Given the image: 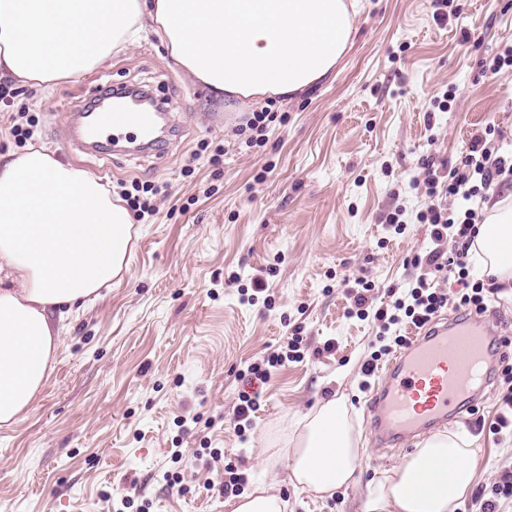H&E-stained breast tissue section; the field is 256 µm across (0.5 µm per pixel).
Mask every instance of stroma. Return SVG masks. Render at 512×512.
Masks as SVG:
<instances>
[{
    "label": "stroma",
    "instance_id": "1",
    "mask_svg": "<svg viewBox=\"0 0 512 512\" xmlns=\"http://www.w3.org/2000/svg\"><path fill=\"white\" fill-rule=\"evenodd\" d=\"M356 36L335 79L296 98L249 103L217 98L186 79L151 34L76 79L18 87L0 104V154L18 151L9 112L38 124L31 145L109 186H161L155 214L135 217L128 271L99 298L56 323L54 370L30 411L0 426V512H230L204 449L244 473L246 489L275 482L289 512H359L377 471L403 451L371 438L365 405L378 377L363 363L381 346L373 319L348 316L355 279L378 293L418 275L412 264L435 244L416 215L425 162L447 173L486 127L512 155V70L484 63L512 44V0H464L461 16L438 23L433 0H362ZM150 88L178 130L156 150L87 154L66 149L70 105L96 86ZM449 111L432 108L447 89ZM281 114L264 146L235 130L248 113ZM486 135V134H485ZM225 148L219 162L194 157L198 143ZM405 207L403 234L385 217ZM267 271L271 307L243 302L233 274ZM303 361L251 381L250 363L292 333ZM505 387L496 377L466 420L474 435L472 483L457 512L492 500L512 475V439L476 431L493 423ZM259 393L252 425L234 420L241 392ZM343 398L366 450L352 483L320 500L296 486L286 454L297 418L326 398Z\"/></svg>",
    "mask_w": 512,
    "mask_h": 512
}]
</instances>
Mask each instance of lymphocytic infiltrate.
Masks as SVG:
<instances>
[{
	"instance_id": "obj_1",
	"label": "lymphocytic infiltrate",
	"mask_w": 512,
	"mask_h": 512,
	"mask_svg": "<svg viewBox=\"0 0 512 512\" xmlns=\"http://www.w3.org/2000/svg\"><path fill=\"white\" fill-rule=\"evenodd\" d=\"M424 184L427 204L417 219L430 228L434 241L453 237L457 250L449 257L439 250H432L426 256L414 257L415 266L422 272L411 283L401 297L379 307H371L368 294L372 290L368 282H360L353 291L355 314L360 319L371 318L378 322L383 331L391 327L410 324L421 328L432 321L448 302L440 289L434 288L430 274L448 272L456 277L461 287L459 305L465 309H484V284L471 281L470 271L475 261L471 257L477 224L483 223L484 216L469 205L470 200L482 196L493 182L512 178V162L494 155L489 147H481L479 155L468 154L448 175L437 173L432 164H425ZM450 197L463 199L464 207L449 208L446 200Z\"/></svg>"
}]
</instances>
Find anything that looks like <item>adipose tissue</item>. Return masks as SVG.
I'll use <instances>...</instances> for the list:
<instances>
[{
    "label": "adipose tissue",
    "mask_w": 512,
    "mask_h": 512,
    "mask_svg": "<svg viewBox=\"0 0 512 512\" xmlns=\"http://www.w3.org/2000/svg\"><path fill=\"white\" fill-rule=\"evenodd\" d=\"M358 0H0V78H77L151 31L179 71L229 100L296 96L332 78L354 43ZM130 211L101 180L43 148L0 155V425L24 415L55 362L54 318L127 268ZM475 245L512 288V207L496 203ZM472 437L440 431L368 485L364 512H455L471 485ZM365 455L346 404L299 421L294 482L327 499Z\"/></svg>",
    "instance_id": "obj_1"
}]
</instances>
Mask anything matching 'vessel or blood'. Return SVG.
Masks as SVG:
<instances>
[{
	"mask_svg": "<svg viewBox=\"0 0 512 512\" xmlns=\"http://www.w3.org/2000/svg\"><path fill=\"white\" fill-rule=\"evenodd\" d=\"M90 109L73 113L69 143L95 152L121 142L149 149L161 139L157 115L92 92ZM505 354L501 330L488 313L460 310L414 337L381 373L367 407L375 442L403 448L415 435L461 418L490 384Z\"/></svg>",
	"mask_w": 512,
	"mask_h": 512,
	"instance_id": "vessel-or-blood-1",
	"label": "vessel or blood"
}]
</instances>
